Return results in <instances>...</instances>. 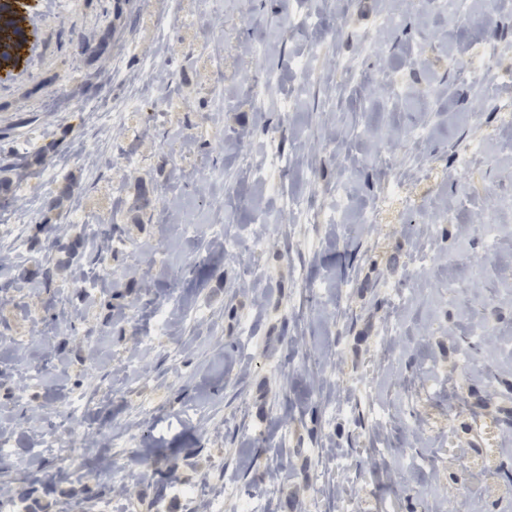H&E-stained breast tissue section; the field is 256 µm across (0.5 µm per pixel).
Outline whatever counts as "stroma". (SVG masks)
<instances>
[{"label": "stroma", "instance_id": "obj_1", "mask_svg": "<svg viewBox=\"0 0 512 512\" xmlns=\"http://www.w3.org/2000/svg\"><path fill=\"white\" fill-rule=\"evenodd\" d=\"M37 2L39 48L0 80V129L31 117L0 159L46 153L0 210V495L512 512V14ZM476 45L490 70L456 65ZM114 31L115 26L112 25V27H106L97 35L80 41L77 46L78 54H89V56H91V59L101 56L106 51L109 44L112 42Z\"/></svg>", "mask_w": 512, "mask_h": 512}]
</instances>
